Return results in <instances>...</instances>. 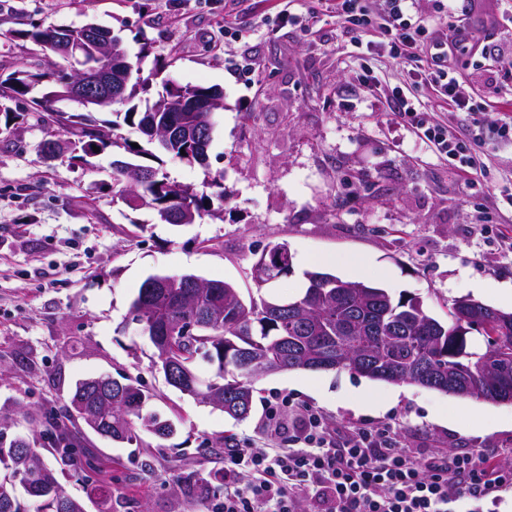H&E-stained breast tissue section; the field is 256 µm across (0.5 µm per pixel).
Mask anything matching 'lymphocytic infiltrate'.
Returning <instances> with one entry per match:
<instances>
[{
    "label": "lymphocytic infiltrate",
    "mask_w": 512,
    "mask_h": 512,
    "mask_svg": "<svg viewBox=\"0 0 512 512\" xmlns=\"http://www.w3.org/2000/svg\"><path fill=\"white\" fill-rule=\"evenodd\" d=\"M352 30L377 29L387 55L402 64L423 65L425 81L449 107L464 110L469 100L448 69V53L474 42V32L453 26L431 41L418 0H316ZM390 111L403 115L436 152L462 170L469 187L483 186L469 145L446 125L429 120L421 102L404 91L387 98ZM495 450L482 448L462 457L415 455L383 426L330 427L306 410L300 427L277 448L224 451V499L210 512H306L308 495L318 496L324 512H478L477 503L512 489V475L494 471ZM250 482H242L243 474Z\"/></svg>",
    "instance_id": "1"
}]
</instances>
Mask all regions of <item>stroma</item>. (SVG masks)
Wrapping results in <instances>:
<instances>
[{"label": "stroma", "mask_w": 512, "mask_h": 512, "mask_svg": "<svg viewBox=\"0 0 512 512\" xmlns=\"http://www.w3.org/2000/svg\"><path fill=\"white\" fill-rule=\"evenodd\" d=\"M307 0H0V68L44 65V53L19 30L97 23L119 32L130 54L142 41L167 62L181 85L215 87L224 108L214 116L209 166L164 156L171 180L201 184L223 178L216 217L192 224L160 222L154 211L113 204L106 188L112 152L84 160H43L50 129L33 117L0 132V425L26 433L18 407L35 416L61 409L77 380L139 378L153 411L170 419L173 436L140 433L122 443L90 435L112 463L113 487L136 490L148 512H198L181 481L209 477V496L224 494V462L199 449L224 435L259 448L268 443L264 403L278 395L295 412L311 408L333 425L394 427L421 454L501 449L495 468L512 469V403L464 399L410 384L372 380L347 370H290L254 382L250 416L236 421L169 386L153 366L154 347L129 306L153 275L193 274L221 280L242 297L289 300L306 287L312 261L332 257L328 271L375 285L393 297L420 298L438 320L454 300L474 296L512 311V253L499 230L512 226L501 192L512 185V142L485 129L474 156L489 169L472 193L464 175L438 157L420 133L366 93L373 72L384 89L414 91L434 120L468 123L449 112L430 87L415 85L403 65L336 19H311ZM419 9L434 33L474 29L485 52L448 58L463 92L485 112L512 105V0H460L454 16L436 0ZM286 243L293 271L256 288V251ZM482 285L474 293V285ZM367 387L371 401L356 398ZM151 475H142L141 464Z\"/></svg>", "instance_id": "stroma-1"}]
</instances>
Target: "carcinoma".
Wrapping results in <instances>:
<instances>
[{
	"label": "carcinoma",
	"instance_id": "carcinoma-1",
	"mask_svg": "<svg viewBox=\"0 0 512 512\" xmlns=\"http://www.w3.org/2000/svg\"><path fill=\"white\" fill-rule=\"evenodd\" d=\"M57 28L33 25L17 32V37L42 47L47 61L34 70L22 66L0 73V113L5 129L22 120L25 114L10 106L16 100L28 102L37 120L56 129L55 139L42 144L49 155L94 154L114 148L112 162V202L135 210L145 206L158 219L168 211L189 202L183 218L195 219L214 213L213 195L208 189L221 187L205 181L202 187L177 184L163 168V154L192 149L187 139L171 146L159 142L135 148L114 134L122 124L140 127L147 109L157 121L178 120L175 111L186 96L207 100L215 90L198 85L161 84L150 99L149 79L140 76V62L151 48L142 43L139 55L131 61L132 71L124 98L127 105L115 119L101 124L89 114L65 112L56 107L61 101H78L70 93L77 71L85 69L90 55L83 48L81 31L73 27L67 45L57 40ZM267 267V277L255 280L257 289L291 273L292 256L284 243L265 247L255 261ZM308 285L302 296L291 301L276 299L244 300L226 282L212 280L208 288H184L188 275L174 277L177 287L168 289L156 300L140 287L129 307V315L139 322L156 349L154 364L164 368L174 363L179 373L191 382L179 391L195 401L220 410L236 421L251 413V381L283 370L336 371L387 383H407L461 398L492 402L512 401V313L478 300L455 302L448 319L431 316L423 302L414 298H394L386 289L365 283H345L329 272L306 273ZM485 313L481 333L485 351L468 349V334L474 327L475 312ZM204 361L210 374L202 377L197 362ZM109 403L97 395L90 380L76 383L61 416L45 415L43 430L32 426L38 435L7 436L0 431V512H87L85 501L68 496L56 471L45 460L48 450L60 471L72 470L86 485V497L96 502L98 512H114L112 503L123 504L127 497L113 498L112 478H103L104 460L93 449L83 446L85 430L114 441L132 442L137 431L159 438L173 432L170 420L148 410L153 398L141 381L127 376L112 380ZM36 471L27 485L16 479L21 471ZM23 486L28 500L17 495ZM208 479L202 474L185 485L184 492L204 498Z\"/></svg>",
	"mask_w": 512,
	"mask_h": 512
}]
</instances>
